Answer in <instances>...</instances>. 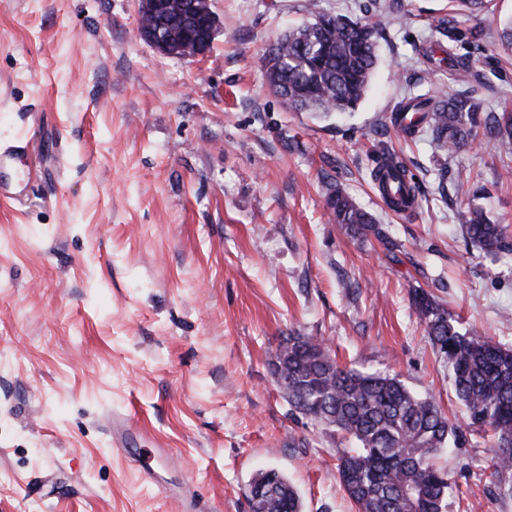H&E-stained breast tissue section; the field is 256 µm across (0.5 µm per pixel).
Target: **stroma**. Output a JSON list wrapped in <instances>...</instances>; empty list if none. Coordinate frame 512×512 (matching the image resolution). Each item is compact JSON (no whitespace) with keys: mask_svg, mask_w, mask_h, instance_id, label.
<instances>
[{"mask_svg":"<svg viewBox=\"0 0 512 512\" xmlns=\"http://www.w3.org/2000/svg\"><path fill=\"white\" fill-rule=\"evenodd\" d=\"M220 29L199 58L164 56L138 0H0V141L27 138L30 185L0 204V512H251L249 482L277 469L304 512H356L336 479L353 442L291 411L272 360L292 334L397 376L459 426L434 458L447 512H512V471L470 425L447 359L411 304L431 292L463 328L512 349V251L484 254L459 214L479 206L512 236V143L457 153L391 123L403 98L468 61L488 111H512V0L478 14L447 0H212ZM380 22L361 106L292 112L269 90L265 48L319 13ZM485 37L475 42L474 29ZM419 183L390 211L370 172L380 149ZM470 171L477 196L439 190ZM333 181L394 243L329 223ZM142 430L117 451L113 413ZM150 462L156 482L139 479Z\"/></svg>","mask_w":512,"mask_h":512,"instance_id":"stroma-1","label":"stroma"}]
</instances>
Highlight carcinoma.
Here are the masks:
<instances>
[{
  "instance_id": "cac0c4a2",
  "label": "carcinoma",
  "mask_w": 512,
  "mask_h": 512,
  "mask_svg": "<svg viewBox=\"0 0 512 512\" xmlns=\"http://www.w3.org/2000/svg\"><path fill=\"white\" fill-rule=\"evenodd\" d=\"M187 19L162 23L151 16L143 25L174 37ZM377 27L328 14L288 29L263 57L265 78L274 95L294 112H351L365 97L377 64ZM448 80L461 82L468 64L448 55ZM393 126L408 137L429 134L439 148L456 153L478 133L512 141V112H487L474 91L401 100ZM385 204L403 214L413 210L418 185L406 164L382 151L371 171ZM325 209L336 224L361 238L386 240L376 218L332 182L326 183ZM465 237L487 255L512 250L501 224L479 208L461 213ZM413 304L432 343L453 370L456 397L471 424L493 438L491 467L512 470V349L461 332L457 320L424 290ZM275 374L288 405L305 417L333 426L356 446L338 457L336 479L358 512H444L452 483L432 457L456 435L457 427L431 399L420 398L395 377L340 366L326 343L314 336H290L280 346ZM254 512H304L296 489L271 469L251 481Z\"/></svg>"
}]
</instances>
